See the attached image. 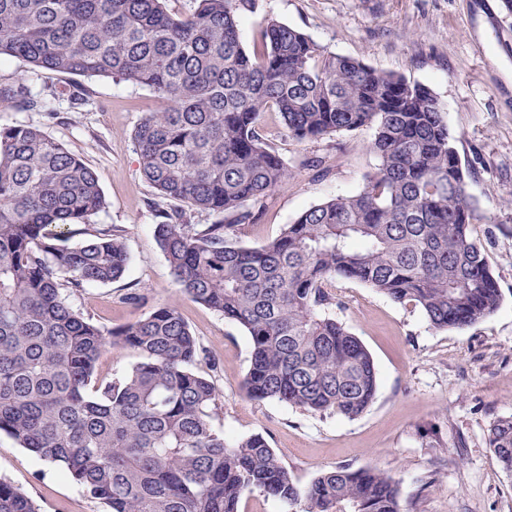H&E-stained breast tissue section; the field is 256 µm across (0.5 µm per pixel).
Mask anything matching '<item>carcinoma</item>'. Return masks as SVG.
<instances>
[{
	"mask_svg": "<svg viewBox=\"0 0 512 512\" xmlns=\"http://www.w3.org/2000/svg\"><path fill=\"white\" fill-rule=\"evenodd\" d=\"M0 0V59L148 88L166 103L134 132L141 174L177 203L155 238L179 293L240 325L250 340L245 394L355 419L378 389L363 342L332 312L331 288L358 282L422 310L437 330L493 313L501 292L475 234L476 205L435 93L320 47L276 20L247 51L239 20L257 0ZM43 108L25 85L0 105ZM274 111L304 141L368 128L375 171L351 195L303 211L258 248L238 234L288 167L261 124ZM106 204L97 175L32 125L0 127V434L58 467L106 512H241L258 491L291 512H401L395 480L338 467L301 488L267 438L215 428L217 368L173 304L105 328L66 294L125 275L120 233L61 238ZM218 220L191 224L186 210ZM120 348L136 361L98 375ZM512 475V416L488 434ZM0 512H40L0 478Z\"/></svg>",
	"mask_w": 512,
	"mask_h": 512,
	"instance_id": "1",
	"label": "carcinoma"
}]
</instances>
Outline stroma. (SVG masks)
Masks as SVG:
<instances>
[{"instance_id":"1","label":"stroma","mask_w":512,"mask_h":512,"mask_svg":"<svg viewBox=\"0 0 512 512\" xmlns=\"http://www.w3.org/2000/svg\"><path fill=\"white\" fill-rule=\"evenodd\" d=\"M271 19L327 51L432 89L470 171L474 228L498 280V309L469 327L436 330L417 307L337 281L336 316L362 340L378 370L373 404L349 420L250 399L241 389L250 363L244 329L182 297L156 242L155 213L171 204L142 176L133 136L144 113L160 111L163 102L129 82L34 73L6 58L0 85L24 83L46 108L0 106V125L41 127L79 155L106 199L90 219V233L118 230L126 239L124 277L89 286L69 303L107 328L143 318L162 302L177 305L218 362L214 370L198 366L220 390L215 427L231 438L263 433L299 486L340 466L378 468L394 477L402 512H512V475L487 441L493 422L512 415V11L503 0H258L241 20L245 48ZM75 92L83 93L82 104H73ZM263 127L291 176L245 227L241 238L252 247L279 235L303 210L356 192L378 164L367 128L301 142L275 112L264 114ZM132 292L144 301H127ZM431 474L437 482L425 486ZM0 476L41 512H104L57 467L4 434Z\"/></svg>"}]
</instances>
